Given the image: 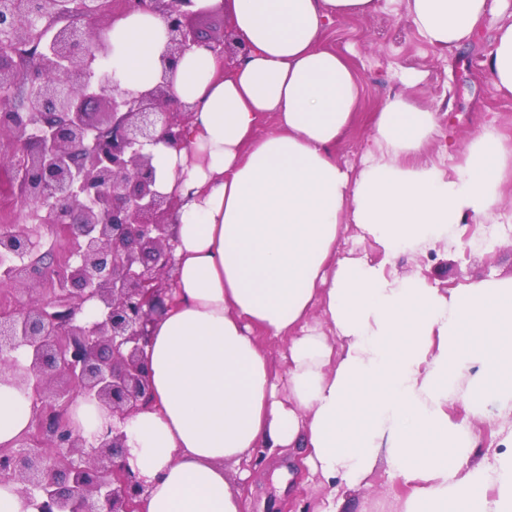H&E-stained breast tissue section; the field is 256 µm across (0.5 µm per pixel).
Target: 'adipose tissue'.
Returning <instances> with one entry per match:
<instances>
[{
    "label": "adipose tissue",
    "instance_id": "adipose-tissue-1",
    "mask_svg": "<svg viewBox=\"0 0 512 512\" xmlns=\"http://www.w3.org/2000/svg\"><path fill=\"white\" fill-rule=\"evenodd\" d=\"M218 4L247 54L226 71L206 48L183 55L169 81L194 114L181 146L154 149L157 186L178 199V265L145 349L153 405L124 425L127 462L148 484L141 512H244L237 485L274 452L299 456L332 491L385 464L405 490L395 512H512V435L493 462L472 460L487 403L512 417V278L440 289L386 267L495 218L512 140L488 123L466 145L448 141L447 164L423 160L437 115L394 93L352 169L336 147L362 86L323 40L381 0H193ZM508 13L512 0H407L418 32L448 51ZM106 39L122 89L156 85L158 16L130 13ZM483 65L512 92V22ZM346 223L384 262L337 254ZM262 336L284 341V370ZM453 400L466 419H450ZM32 419V396L0 381V446Z\"/></svg>",
    "mask_w": 512,
    "mask_h": 512
}]
</instances>
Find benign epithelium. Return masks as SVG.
I'll list each match as a JSON object with an SVG mask.
<instances>
[{
    "label": "benign epithelium",
    "instance_id": "1",
    "mask_svg": "<svg viewBox=\"0 0 512 512\" xmlns=\"http://www.w3.org/2000/svg\"><path fill=\"white\" fill-rule=\"evenodd\" d=\"M191 0H0V91L26 88L22 107L0 105V135L14 139V165L0 191L34 205L41 224L71 243L53 267L39 233L0 231V265L12 283L50 286L48 300L0 310V375L33 395L34 433L0 447V481L16 479L38 512H139L146 484L127 465L120 424L152 404L144 364L154 321L168 309L175 270L171 215L177 199L156 188L153 149L177 147L190 118L167 79L133 94L93 62L110 50L105 32L135 11L165 23L167 73L194 47L223 64L245 47L232 27L208 37L188 24ZM78 16L84 25L73 24ZM95 303L97 314L82 316ZM27 363L14 356L19 349ZM96 401L112 422L89 441L74 432L68 404ZM56 449L38 448L41 439Z\"/></svg>",
    "mask_w": 512,
    "mask_h": 512
}]
</instances>
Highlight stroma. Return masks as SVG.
Wrapping results in <instances>:
<instances>
[{
    "label": "stroma",
    "instance_id": "obj_1",
    "mask_svg": "<svg viewBox=\"0 0 512 512\" xmlns=\"http://www.w3.org/2000/svg\"><path fill=\"white\" fill-rule=\"evenodd\" d=\"M326 46L345 54L363 88L362 115L336 149V156L353 168L361 166V146L371 135L370 114L391 93L405 92L437 113L442 128L457 141L467 142L488 119H496L502 133L512 137V94L494 89L482 65L488 51L485 40L465 53L431 46L409 20L405 0H384L378 11L358 19L336 21L325 38ZM422 73L415 86L404 87L400 74ZM398 273H417L441 289L493 278L512 276V226L464 224L459 242L394 259ZM246 512H290L307 505L321 512L328 489L309 480L299 459L288 454L264 457L256 473L240 486ZM386 467H378L367 484L345 494L343 512H383L382 496L401 493Z\"/></svg>",
    "mask_w": 512,
    "mask_h": 512
}]
</instances>
